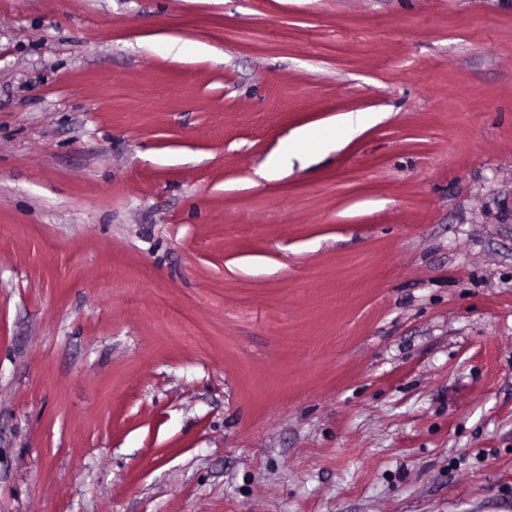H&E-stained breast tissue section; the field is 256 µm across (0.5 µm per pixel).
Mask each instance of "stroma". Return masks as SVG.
Wrapping results in <instances>:
<instances>
[{
    "mask_svg": "<svg viewBox=\"0 0 512 512\" xmlns=\"http://www.w3.org/2000/svg\"><path fill=\"white\" fill-rule=\"evenodd\" d=\"M0 512H512V0H0Z\"/></svg>",
    "mask_w": 512,
    "mask_h": 512,
    "instance_id": "stroma-1",
    "label": "stroma"
}]
</instances>
